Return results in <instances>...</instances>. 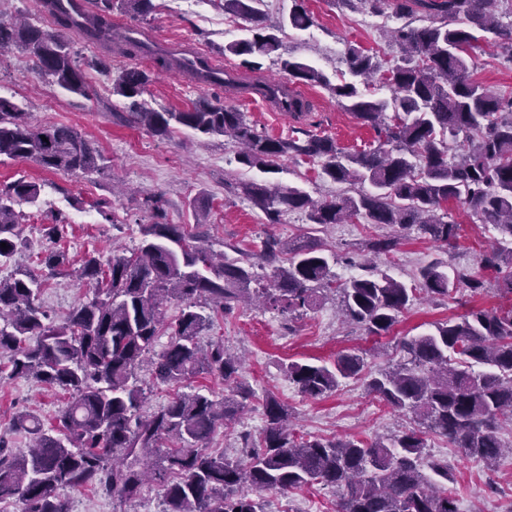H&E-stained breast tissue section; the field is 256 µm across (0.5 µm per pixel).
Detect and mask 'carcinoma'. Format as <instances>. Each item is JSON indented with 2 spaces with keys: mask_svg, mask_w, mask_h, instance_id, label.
<instances>
[{
  "mask_svg": "<svg viewBox=\"0 0 512 512\" xmlns=\"http://www.w3.org/2000/svg\"><path fill=\"white\" fill-rule=\"evenodd\" d=\"M146 18L153 0H92L94 7L68 12L60 0H44L55 15L54 27L29 21L0 23V51L17 47L35 59L39 73L62 90L88 96L84 70L74 57L68 34L77 33L129 57H150L161 68H177L191 77L184 53L154 49L126 31H112V8ZM263 0H224V11L252 23L251 35L224 46L241 64L282 48V26L267 27L258 5ZM398 16L422 11L440 24L392 30L403 52L389 70L394 89L389 100L365 96L354 83L330 86L334 96L366 125L377 127L393 111L386 139L373 150L345 152L328 136L271 137L256 130L244 114L220 102L200 99L178 112H160L144 99L149 72L123 69L112 94L128 101V119L156 135L174 124L199 136H227L239 146V164L267 173L280 170L284 158L306 157L321 163L322 178L336 184L369 182L370 191H343L315 201L293 185L249 182L241 185L267 223L299 211L306 223L325 228L361 217L392 229L371 240L376 256L398 250L403 232L416 230L451 245L460 225L437 216L455 200L499 239L479 256V269L431 262L407 287L372 264L365 273L339 282L315 245L291 246L275 236L256 250L217 259L197 236L164 222L160 199L145 203L151 222L140 225L141 241L129 254L102 256L96 251L71 270L68 254L58 248L39 259L52 276L76 275L93 290L60 324L49 322L39 303L42 282L15 267L0 278V354L10 356V377L34 379L69 395L55 422L45 425L30 414L12 426L33 440L23 454L0 451V502L16 499L21 512H69L64 489L88 488L119 504L135 499L152 478L162 487L164 512H264V491L287 493L318 484L336 492V512H460L458 500L439 488L421 469L426 433L448 439L487 467L512 456L499 437V418H512V97L489 93L474 77L466 55L491 34L512 50V24L499 22V0H392ZM348 66L369 78L380 69L374 57L351 48ZM297 83L329 86L318 69L283 60ZM463 135L459 159H448V137ZM27 158L67 175L101 173L104 157L65 125L31 127L10 98L0 96V161ZM40 187L19 178L0 185V266L21 244L15 206L36 204ZM265 270L259 274L257 269ZM490 270L500 297L511 300L493 310H471L456 319L433 323L434 331L400 343V360L369 376L366 387L398 411L410 413L420 427L387 439H328L296 435L288 407L273 395L262 402L264 427L259 439L241 435L244 455L235 461L206 448L220 426L238 419L256 397L240 380L242 362L228 354L223 341L200 347L197 337L214 318L240 302L264 303L291 317L301 316L333 290L341 298L345 320L373 336L388 333L418 296L444 300L464 287L473 295L486 290L482 272ZM182 305L168 347L152 362L157 382L179 386L205 374L224 382L218 396L182 393L151 415L140 413L145 398L138 370L153 351L164 326L162 307ZM487 370L477 372L474 367ZM363 356L343 353L333 367L292 361L284 367L303 395L333 392L340 379L359 377Z\"/></svg>",
  "mask_w": 512,
  "mask_h": 512,
  "instance_id": "obj_1",
  "label": "carcinoma"
}]
</instances>
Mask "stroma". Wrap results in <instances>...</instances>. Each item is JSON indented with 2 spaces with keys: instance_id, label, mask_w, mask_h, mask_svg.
<instances>
[{
  "instance_id": "obj_1",
  "label": "stroma",
  "mask_w": 512,
  "mask_h": 512,
  "mask_svg": "<svg viewBox=\"0 0 512 512\" xmlns=\"http://www.w3.org/2000/svg\"><path fill=\"white\" fill-rule=\"evenodd\" d=\"M157 10L147 18L116 11L112 20L122 26L141 29L146 41L191 43L221 59L236 74L284 78L278 60L265 59L261 69L242 66L240 58L225 54V44L249 34L248 21L224 11V0H155ZM302 5L312 17L304 30L283 27L282 22L294 5ZM265 21L282 26L281 53L294 57L324 72L331 84L353 79L346 61L349 47L377 55L383 65H391L400 56L399 46L389 33L401 27L402 18L391 6L374 13L366 7L350 8L337 0H264ZM71 47L87 75L88 97L63 92L41 77L35 60L21 50L0 56V95L12 98L32 126L67 125L78 130L106 157L104 173L64 175L43 169L35 162L17 158L0 162V184L23 177L41 188L38 205H18L21 236L25 242L16 255L17 265L30 268L46 279L40 301L54 322H62L87 291L75 278L49 277L39 263L50 242L43 235L49 224H62L66 234L59 246L67 251L72 266H79L90 251L109 255L129 251L140 242V227L150 216L144 207L146 197L161 199L165 220L180 224L200 235L215 252L229 247L254 248L266 236L288 243L316 238L328 257L338 279L359 276L369 239L383 230L356 218L347 224H334L312 232L304 216L290 212L281 223H267L265 215L253 208L241 191L244 182L291 184L313 198L333 196L337 184L323 180L320 164L309 158L282 161L281 170L267 174L248 169L236 160L237 147L227 138L195 136L188 128L175 125L169 134L159 137L146 128L119 121L122 100L112 93V79L99 73L94 60L98 46L86 43L77 34L69 36ZM474 76L485 89L495 94L512 93V50L497 44L480 42L469 59ZM311 109L292 117L281 116L258 103H246L228 87H198L189 77L175 72H154L145 96L156 110L178 111L205 98L224 103L243 112L251 125L272 137L291 135L305 129L333 138L346 151L369 150L384 140L383 132L363 125L339 102L328 87L310 85ZM205 196L209 217L198 222L191 205L193 198ZM445 221L458 224L459 236L453 247L434 243L417 233L403 238L397 253L379 256L380 269L404 283H412L418 269L433 260L449 267L476 266L479 256L491 248L498 234L491 225L480 223L459 202L444 203ZM495 283L484 293L473 296L458 289L452 300H420L402 314L398 324L386 336H370L356 325L345 322L338 311V299L328 295L307 315L288 318L269 307L236 305L204 330L201 346L220 340L229 351L243 359L242 380L257 397L275 395L288 407L298 435L323 438L355 437L374 440L411 427L410 416L393 409L370 394L364 379L341 380L335 392L310 398L302 395L289 381L283 366L292 361L317 365L333 364L341 353L365 352L369 371L387 370L400 353L399 339L419 336L432 329L433 322L457 317L480 308L500 306ZM7 356L0 355V441L12 453L26 451L25 434L12 428L19 412L36 415L52 423L65 405L66 395L35 380L9 377ZM263 426L261 407L244 411L235 425L218 427L209 447L229 459L241 457V432L259 433ZM427 453L447 460L451 474L444 486L459 500L460 512H512V457L494 468L474 462L459 449L449 447L446 439L431 434ZM71 512H163V491L154 483L145 484L140 497L125 508H115L111 499L86 489L66 490ZM265 512H335L336 497L319 487L295 490L288 495L274 491L263 493Z\"/></svg>"
}]
</instances>
